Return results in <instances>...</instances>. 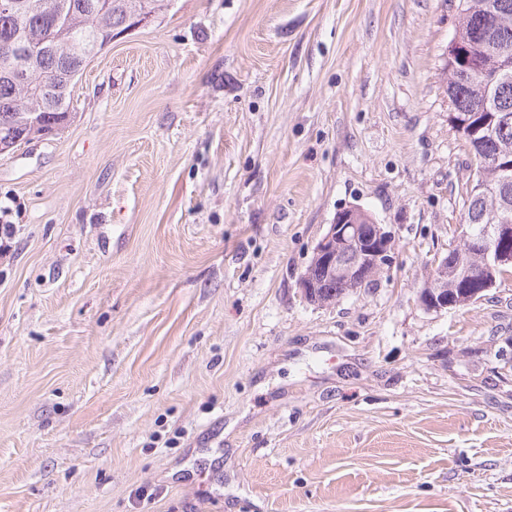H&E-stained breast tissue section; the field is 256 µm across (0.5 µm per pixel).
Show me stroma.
Returning a JSON list of instances; mask_svg holds the SVG:
<instances>
[{
  "label": "stroma",
  "instance_id": "stroma-1",
  "mask_svg": "<svg viewBox=\"0 0 512 512\" xmlns=\"http://www.w3.org/2000/svg\"><path fill=\"white\" fill-rule=\"evenodd\" d=\"M459 0H171L0 156V512H512V275L428 312ZM356 205L395 253L299 290Z\"/></svg>",
  "mask_w": 512,
  "mask_h": 512
}]
</instances>
